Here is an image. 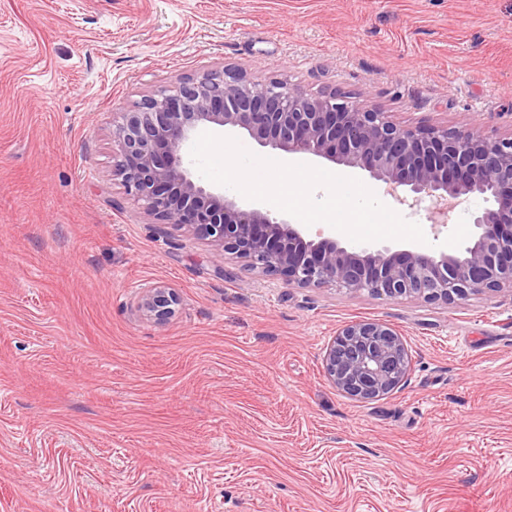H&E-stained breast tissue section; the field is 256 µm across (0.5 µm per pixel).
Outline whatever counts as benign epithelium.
<instances>
[{"label": "benign epithelium", "mask_w": 512, "mask_h": 512, "mask_svg": "<svg viewBox=\"0 0 512 512\" xmlns=\"http://www.w3.org/2000/svg\"><path fill=\"white\" fill-rule=\"evenodd\" d=\"M205 127L245 131L281 153L365 170L402 204L430 199L441 227L464 196L490 206L477 217L468 243L437 252L307 240L297 225L263 208H244L194 176L188 149ZM112 142L119 155L113 175L125 194L143 202L159 223L205 241L218 260L233 255L300 288L333 286L393 299L418 296L450 305L472 294L512 293V132L490 136L475 122L401 125L341 93L313 95L287 80H254L226 65L119 113ZM178 304L173 289L154 284L138 306L163 321ZM411 367L402 335L375 320L345 325L323 355L328 381L360 400L399 389Z\"/></svg>", "instance_id": "benign-epithelium-1"}]
</instances>
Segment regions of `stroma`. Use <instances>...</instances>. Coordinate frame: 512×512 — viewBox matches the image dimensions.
Masks as SVG:
<instances>
[{"mask_svg": "<svg viewBox=\"0 0 512 512\" xmlns=\"http://www.w3.org/2000/svg\"><path fill=\"white\" fill-rule=\"evenodd\" d=\"M404 125L512 132V0H0V512H512V293L452 305L299 288L216 262L112 171V116L224 66ZM432 248L468 242L398 204ZM180 298L143 316L145 286ZM412 353L403 387L325 377L346 324Z\"/></svg>", "mask_w": 512, "mask_h": 512, "instance_id": "1", "label": "stroma"}]
</instances>
